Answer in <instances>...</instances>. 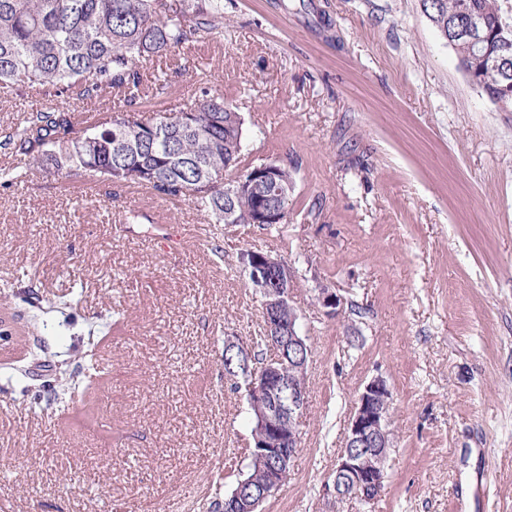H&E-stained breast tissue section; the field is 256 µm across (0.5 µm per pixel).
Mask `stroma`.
Wrapping results in <instances>:
<instances>
[{"label":"stroma","instance_id":"obj_1","mask_svg":"<svg viewBox=\"0 0 512 512\" xmlns=\"http://www.w3.org/2000/svg\"><path fill=\"white\" fill-rule=\"evenodd\" d=\"M163 93L237 105L244 152L288 165L286 223L215 224L139 185L28 172L0 145V512H210L251 421L224 339L263 326L239 263L295 270L307 408L265 512H512V112L460 68L420 0H224V34ZM51 97L0 91V138ZM345 300L336 318L315 299ZM392 391L369 506L328 502L357 395ZM317 302L323 308L324 314L329 318L339 316L344 309V299L331 288H319Z\"/></svg>","mask_w":512,"mask_h":512}]
</instances>
